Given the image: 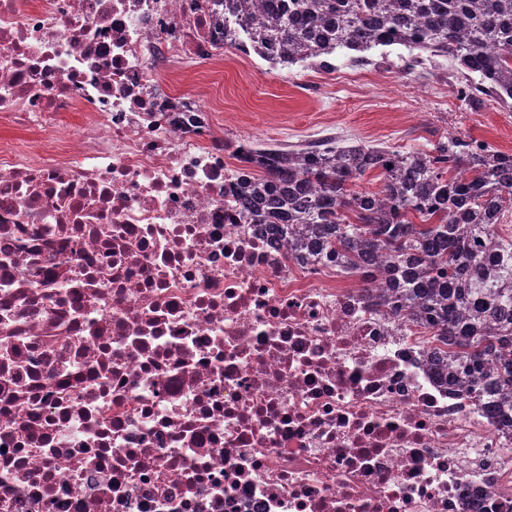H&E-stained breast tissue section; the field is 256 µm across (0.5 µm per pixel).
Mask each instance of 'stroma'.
Returning a JSON list of instances; mask_svg holds the SVG:
<instances>
[{"instance_id":"35a3bbf8","label":"stroma","mask_w":512,"mask_h":512,"mask_svg":"<svg viewBox=\"0 0 512 512\" xmlns=\"http://www.w3.org/2000/svg\"><path fill=\"white\" fill-rule=\"evenodd\" d=\"M407 55L399 45L379 47L369 51V63L358 65L336 53L321 69L228 49L217 59L193 60L172 87L204 90L202 103L231 145L244 137L264 147L336 137L427 151L454 134L512 154L511 98L460 100L456 90L467 76L456 62L427 52L410 71Z\"/></svg>"}]
</instances>
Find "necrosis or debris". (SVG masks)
Instances as JSON below:
<instances>
[{"instance_id": "obj_1", "label": "necrosis or debris", "mask_w": 512, "mask_h": 512, "mask_svg": "<svg viewBox=\"0 0 512 512\" xmlns=\"http://www.w3.org/2000/svg\"><path fill=\"white\" fill-rule=\"evenodd\" d=\"M219 15L0 0V512H507L512 430L378 281L242 222L221 124L163 85Z\"/></svg>"}]
</instances>
